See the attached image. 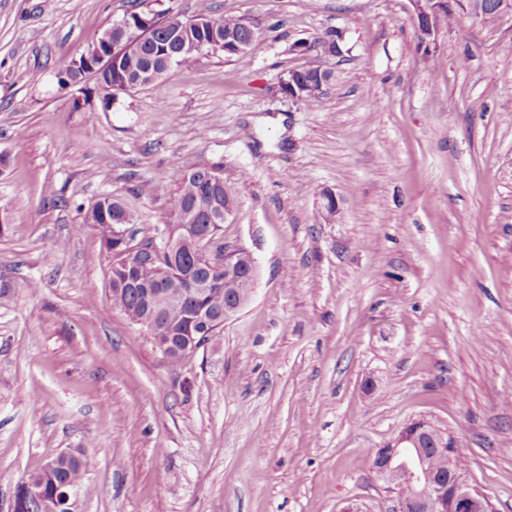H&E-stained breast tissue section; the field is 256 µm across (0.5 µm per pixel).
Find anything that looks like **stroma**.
Segmentation results:
<instances>
[{
    "mask_svg": "<svg viewBox=\"0 0 512 512\" xmlns=\"http://www.w3.org/2000/svg\"><path fill=\"white\" fill-rule=\"evenodd\" d=\"M203 5L262 36L108 107L94 77L59 89L126 15ZM300 67L335 72L318 107L281 91ZM212 165L258 279L171 365L113 306L83 217L109 194L153 236ZM0 207V512L74 448L96 460L75 512H393L374 451L418 418L512 512V20L444 22L425 46L411 0H0Z\"/></svg>",
    "mask_w": 512,
    "mask_h": 512,
    "instance_id": "obj_1",
    "label": "stroma"
}]
</instances>
